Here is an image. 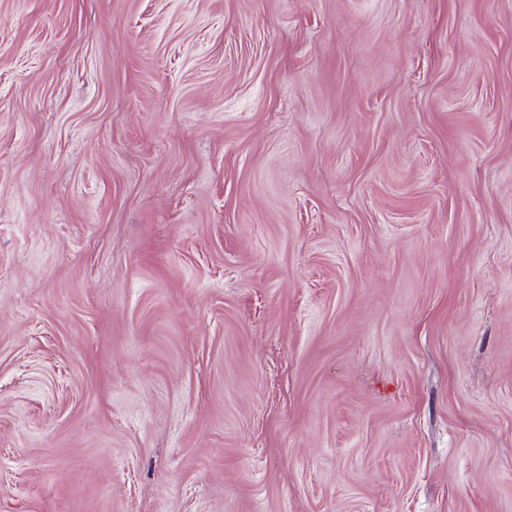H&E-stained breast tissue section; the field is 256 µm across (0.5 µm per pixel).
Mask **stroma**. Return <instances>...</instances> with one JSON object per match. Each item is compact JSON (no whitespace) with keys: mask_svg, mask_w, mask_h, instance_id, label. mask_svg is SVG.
Listing matches in <instances>:
<instances>
[{"mask_svg":"<svg viewBox=\"0 0 512 512\" xmlns=\"http://www.w3.org/2000/svg\"><path fill=\"white\" fill-rule=\"evenodd\" d=\"M0 512H512V0H0Z\"/></svg>","mask_w":512,"mask_h":512,"instance_id":"stroma-1","label":"stroma"}]
</instances>
